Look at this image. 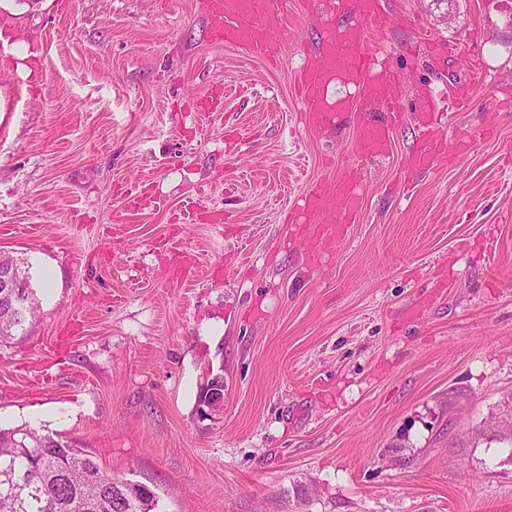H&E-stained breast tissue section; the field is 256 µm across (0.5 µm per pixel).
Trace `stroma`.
<instances>
[{"label":"stroma","mask_w":512,"mask_h":512,"mask_svg":"<svg viewBox=\"0 0 512 512\" xmlns=\"http://www.w3.org/2000/svg\"><path fill=\"white\" fill-rule=\"evenodd\" d=\"M387 7L372 46L402 117L368 158L353 117L298 123L326 0H288L274 67L212 43L206 0H0V250L41 303L0 345L1 428L87 450L163 512H512V445L480 434L512 394V0ZM458 82L447 159L417 169L418 94ZM332 157L364 195L314 256L285 205ZM142 183L161 207L125 200ZM190 194L219 223H182Z\"/></svg>","instance_id":"35a3bbf8"}]
</instances>
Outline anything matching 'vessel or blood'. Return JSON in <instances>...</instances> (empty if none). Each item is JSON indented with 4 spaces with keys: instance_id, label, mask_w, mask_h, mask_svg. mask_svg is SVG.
Instances as JSON below:
<instances>
[{
    "instance_id": "b4317fda",
    "label": "vessel or blood",
    "mask_w": 512,
    "mask_h": 512,
    "mask_svg": "<svg viewBox=\"0 0 512 512\" xmlns=\"http://www.w3.org/2000/svg\"><path fill=\"white\" fill-rule=\"evenodd\" d=\"M334 18L325 25L314 62L300 70L298 89L306 127L320 128L334 113L361 112L369 105L381 106L389 122L359 120L355 127L356 149L366 157L388 156L392 150V118L398 115L401 81L385 65L381 54L371 48L370 37L393 24L383 0H329ZM213 43L236 47L248 55L276 61L281 54L280 31L287 17L281 7L263 5L262 0H207ZM466 85L436 90L419 96L415 120L423 133L413 158L419 169H430L443 140L437 133L444 112L461 108L469 98ZM363 198L362 187L348 165L338 164L333 177L311 180L292 201L303 219L310 243L326 234L330 219L355 223Z\"/></svg>"
}]
</instances>
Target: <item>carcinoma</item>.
I'll use <instances>...</instances> for the list:
<instances>
[{"instance_id":"cac0c4a2","label":"carcinoma","mask_w":512,"mask_h":512,"mask_svg":"<svg viewBox=\"0 0 512 512\" xmlns=\"http://www.w3.org/2000/svg\"><path fill=\"white\" fill-rule=\"evenodd\" d=\"M15 264L31 306L22 313L14 300L0 297V343L25 331L39 310L25 262ZM1 469L21 491L15 497L0 485V512H154L159 503L152 493L129 496L124 482L87 451L32 429L0 428Z\"/></svg>"}]
</instances>
